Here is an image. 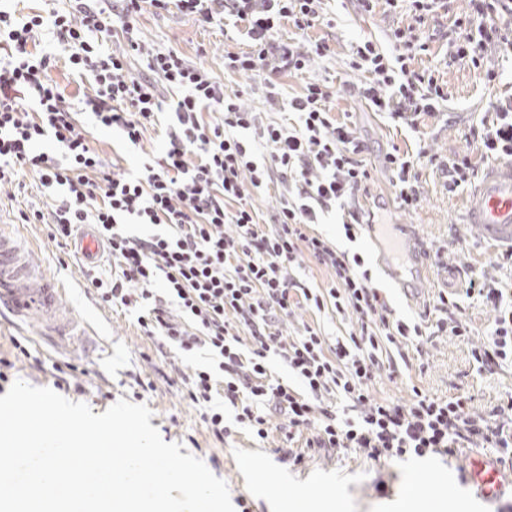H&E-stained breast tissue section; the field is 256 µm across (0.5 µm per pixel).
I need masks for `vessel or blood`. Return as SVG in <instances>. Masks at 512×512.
I'll return each instance as SVG.
<instances>
[{
  "label": "vessel or blood",
  "instance_id": "obj_1",
  "mask_svg": "<svg viewBox=\"0 0 512 512\" xmlns=\"http://www.w3.org/2000/svg\"><path fill=\"white\" fill-rule=\"evenodd\" d=\"M467 221L486 237L512 243V159L497 162L471 193ZM394 226L376 236L379 263L392 285L405 295L419 290L426 270L414 257L423 247L420 241L398 238ZM63 290L57 282L34 266L12 226L0 225V308L22 316L31 309L52 316ZM466 485L477 498L494 501L512 497V476L489 464L481 456L469 458L463 470Z\"/></svg>",
  "mask_w": 512,
  "mask_h": 512
}]
</instances>
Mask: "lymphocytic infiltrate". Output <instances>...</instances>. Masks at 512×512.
<instances>
[{
    "label": "lymphocytic infiltrate",
    "mask_w": 512,
    "mask_h": 512,
    "mask_svg": "<svg viewBox=\"0 0 512 512\" xmlns=\"http://www.w3.org/2000/svg\"><path fill=\"white\" fill-rule=\"evenodd\" d=\"M352 2L367 16L380 7L413 15L412 24L391 30L389 46L363 38L351 43L346 60L359 77L350 96L410 129L448 102L434 72L416 66L430 51L427 20L451 17L438 30L449 63L471 66L486 82L500 77L491 54L512 56V0H466L455 17L449 0ZM147 9L177 11L205 26L232 22L245 48L225 52L224 72L259 80L273 110L282 78L334 54L328 38L312 35L331 24L326 0H71L64 11L24 15L0 7V189L23 172L58 193L51 215L24 212L21 222L46 224L59 243L77 226L94 225L115 270L103 276L87 269L90 287L134 312L143 333L162 345L207 351L211 363L189 376L187 396L210 405L204 421L217 439L232 436L236 424L266 439L273 409L286 417L288 442L304 446L290 457L295 465L308 451L353 450L397 462L460 448H493L499 462L512 465V395L479 412L462 393L440 397L414 386L405 400L373 394L378 377L403 380L410 350L440 335L472 338L477 371L512 367V282L492 274L512 267V249L495 254L489 269L467 268L461 294L439 293L417 318L396 317L363 256L316 229L338 210L343 235L353 241L373 221L361 205L372 180L367 146L349 117L336 116L331 86L307 82L287 101L293 121L263 122L202 66L146 42L139 18ZM285 27L293 38H281ZM46 32L67 49L70 75L90 86L79 107L51 76L56 60L39 48ZM97 128L119 131L134 145L148 129L161 130V153L125 171L94 147ZM473 134L483 161L512 159V101L491 105ZM48 139L62 158L42 151ZM426 163L441 171L451 193L476 175L466 155L443 160L424 144L414 153L393 148L384 164L400 208L420 206ZM272 187L278 204L264 221L253 197ZM132 222L150 234H132ZM310 263L329 272L327 285L302 279ZM463 297L493 313L481 337L461 312ZM300 310L311 321L284 333ZM335 319L346 330L331 337L322 323ZM277 363L287 380L274 376Z\"/></svg>",
    "instance_id": "lymphocytic-infiltrate-1"
}]
</instances>
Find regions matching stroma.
<instances>
[{
  "label": "stroma",
  "mask_w": 512,
  "mask_h": 512,
  "mask_svg": "<svg viewBox=\"0 0 512 512\" xmlns=\"http://www.w3.org/2000/svg\"><path fill=\"white\" fill-rule=\"evenodd\" d=\"M330 9L338 15L335 58L316 61L308 72L284 79L281 92L293 95L307 81H329L336 91L337 111L352 113L369 148L367 160L374 181L362 201L364 209L373 212L375 223L410 225L428 247H449L441 266H428L417 296L407 297L389 287L384 278H377V287L385 289L397 314L412 317L421 313L439 290L454 288L447 267L485 266L504 244L480 235L467 224L470 187L447 193L435 168L427 166L422 171L420 207L414 211L397 208L383 158L394 146L415 150V136L350 98L348 87L357 77L346 71L343 59L350 43L359 37L384 39L390 27L406 25L410 18L378 14L368 20L342 8L339 0H332ZM140 27L149 43L178 50L189 60L202 63L216 81L225 82L227 89L247 91V102L256 111L268 110L262 98L248 92L254 83L252 77L224 75L225 51L244 46L235 28L205 27L191 16L158 17L148 12L141 16ZM432 47V55L423 57L421 65L434 70L447 88L449 107L444 114L422 118L420 129L431 153L444 158L469 155L478 172H485L487 166L476 149L471 129L491 103L512 97V58L499 61L504 76L499 83L488 85L472 69L446 67V48L441 42H433ZM95 142L105 158L121 156L126 169L136 168L145 155L155 154L160 148L158 133L152 129L137 148L126 147L107 129L96 131ZM52 204L51 197L31 175L18 176L15 186L0 190V222L19 224L21 212L39 209L47 213ZM24 231L32 243L34 265L65 285L56 314L68 321L69 327L62 332L49 329L36 311L23 317L0 316V396L20 379L86 403L96 414L121 399L147 405L152 411L150 424L164 441L182 444L186 452L207 463L209 470L227 483L231 497L246 498L253 512H281L282 496L287 491L308 493L317 512H326L335 499L344 504V512H405L407 494L415 490L418 480L435 472L444 474L445 480L426 486L425 492L438 512H512V501H480L465 485L460 475L461 463L469 455L465 449L452 458L434 456L393 463L374 462L353 451L309 453L301 465L292 466L280 452L283 418L277 414L271 418L265 441H255L245 432L217 440L203 421L205 407L189 400L184 385L186 376L207 364L206 355L189 357L174 349L159 350L156 340L144 335L134 315L102 302L87 288L81 273L83 265L70 246L49 239L42 224L25 225ZM410 362L404 383L377 378L374 395L404 400L410 385L415 384L439 396L467 394L474 407L486 409L512 393V367L494 374L477 372L469 343L454 336L438 337L425 356L411 354ZM245 457L257 460L255 470L241 468L240 461Z\"/></svg>",
  "instance_id": "1"
}]
</instances>
